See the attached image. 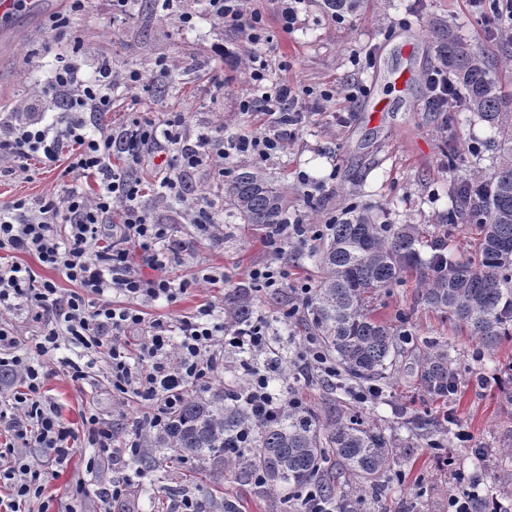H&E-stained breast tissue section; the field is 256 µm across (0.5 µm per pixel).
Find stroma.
I'll return each mask as SVG.
<instances>
[{
    "mask_svg": "<svg viewBox=\"0 0 512 512\" xmlns=\"http://www.w3.org/2000/svg\"><path fill=\"white\" fill-rule=\"evenodd\" d=\"M321 0H245L246 13L261 16L268 40L252 43L244 32L225 27L206 10L204 0H131L123 22L112 21V0H84L73 11L69 0H27L0 28V131L16 123V111L25 108L48 118L65 120L68 108L58 107L48 85L59 58L79 57L80 79L94 78L101 64L112 68V107L93 115L94 125L116 130L139 118L164 126L181 115V144L146 155L135 167L121 158L115 167L131 168L143 182L140 203L152 220L171 225L181 242L179 261L171 278L191 281L187 292L172 302L146 307L149 319L177 320L204 304L215 307L214 318L229 321L225 296L235 290L251 298L253 317L265 323L268 349L252 358L254 367L272 374V386L303 398L306 408L321 420L357 416L366 425L395 436L403 453L382 477V493L371 488L342 486L337 503L353 504L355 512H448L450 495L475 497L493 493L504 512H512V457L502 454L512 442V412L503 410L494 385L501 367L512 362V341L503 340L486 353L443 314L425 305L414 274L379 292L373 309L398 327L403 349L385 379L358 384L339 376L327 379L302 367L307 343L306 310L287 315L293 295L255 290L245 278L255 266L269 263L272 250L260 227L230 215L224 186L237 169L255 166L279 187L288 200V215L306 224H328L351 205L368 208L382 224H414L423 237L422 257H430L434 242L461 259L471 258L477 229L458 220L448 236L438 237L436 220L451 211V189L472 173H490L486 122L468 112H436L429 105L426 76L440 67L438 31L455 26L492 63L491 76L505 93H512V66L506 62V38L493 25L494 8L471 0H364L351 16L334 18ZM191 14L182 23L181 14ZM66 16L65 34L49 32V20ZM230 49L218 56L217 46ZM174 78H153L158 65ZM265 66V92L280 84L294 86L303 117L278 152L262 160L232 150L243 135L272 131L275 117L264 102L252 110L241 106L255 96L252 68ZM137 70L142 81L129 88L123 78ZM381 99L385 110L370 118L363 110L366 96ZM211 138L209 157L188 172L183 199L162 194L154 173L161 163L175 164L182 144ZM477 152H469L471 143ZM470 156L469 168L448 166V151ZM77 188L94 195L93 179H76L63 167L37 159H0V203L16 198L36 200ZM219 225L216 235L198 229L202 215ZM321 241L306 238L288 244L283 262L291 279L319 281L321 270L311 253ZM449 344L457 353V380L448 398L438 399L420 385V361L430 344ZM45 395L76 432L84 418L96 413L111 424L115 447H127L134 434L132 421L147 409L135 397L113 396L102 361H95L85 380L75 382L62 368H54L44 385ZM367 400H359L358 392ZM451 421L453 429L472 435L468 444L456 438L443 447L414 429L412 419ZM91 451L77 449L67 465L49 476L41 498L28 503L29 512L63 503L75 512H107L104 492L112 481L131 477L129 512H177L179 500L165 497L163 488L176 479L161 471H139L132 465L103 462L95 478H87ZM225 498L237 502L239 512H291L281 496H261L251 487L228 479Z\"/></svg>",
    "mask_w": 512,
    "mask_h": 512,
    "instance_id": "obj_1",
    "label": "stroma"
}]
</instances>
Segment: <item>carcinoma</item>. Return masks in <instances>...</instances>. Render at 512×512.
Returning a JSON list of instances; mask_svg holds the SVG:
<instances>
[{
  "mask_svg": "<svg viewBox=\"0 0 512 512\" xmlns=\"http://www.w3.org/2000/svg\"><path fill=\"white\" fill-rule=\"evenodd\" d=\"M359 0H323L341 16ZM439 53L448 70L452 111H467L498 134L497 164L490 177L462 181L452 188L456 211L479 230L477 258L471 262L437 254L424 262L414 224H379L366 208L351 206L332 224L323 247L321 284L307 311L310 336L350 379L363 383L386 377L399 352L397 329L370 312L376 293L414 271L422 280L424 303L452 320L491 353L503 338L512 339V98L490 77L484 55L461 36L440 37ZM229 205L247 224L276 233L288 223L280 190L259 171L238 173L226 189ZM244 292L232 298L239 322L249 316ZM456 359L446 345H431L420 363L419 381L438 398L448 397L456 379ZM205 398L184 396L154 435L142 437L137 459L143 470L168 468L192 458L222 478L253 484L272 495L292 486L318 482L330 498L339 480L371 481L397 459L391 440L371 427L337 419L323 423L309 410H290L256 429L249 457L235 456V435L248 413L229 400L224 385L209 386ZM334 461L336 472L326 469Z\"/></svg>",
  "mask_w": 512,
  "mask_h": 512,
  "instance_id": "carcinoma-1",
  "label": "carcinoma"
}]
</instances>
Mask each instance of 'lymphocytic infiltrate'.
<instances>
[{"label":"lymphocytic infiltrate","mask_w":512,"mask_h":512,"mask_svg":"<svg viewBox=\"0 0 512 512\" xmlns=\"http://www.w3.org/2000/svg\"><path fill=\"white\" fill-rule=\"evenodd\" d=\"M207 12L225 25L245 32L248 40H263L259 17H246L244 0H205ZM75 60L57 68L51 82L54 97H66L71 107L85 112L108 111L112 69L102 64L95 80L78 76ZM82 118L67 121L51 131L30 120L14 126L0 139V158L16 161L42 152L45 164H56L64 142L77 144L67 171L74 178L95 177L99 190L88 197L77 190L48 194L35 201L17 199L0 206V252H25L43 266L60 271L76 284L64 294L50 279H37L31 268L0 263V374L13 377L17 386L8 396L7 410H0V427L10 445L0 451V512H25L31 500L44 491L42 473L25 460L26 448L48 449L55 466L67 463L79 439H86L93 454L86 467L94 469L102 458L117 459L114 433L97 415L85 419V434L77 436L55 406L43 398L47 376L44 357L59 350L62 342L82 348L84 354H103L113 391L134 394L150 403L141 419L147 430L160 429L166 414L181 402L187 388L211 383L224 365L226 352L264 353L266 334L262 322L232 327L211 322L214 310L202 306L189 317L169 323L147 321L141 307L159 300L176 299L179 289L167 275L178 261V246L167 225L154 222L139 203L140 190L129 173L114 170L113 154L139 163L144 149L158 136L175 141L176 130L157 134L150 122L135 121L119 133L90 136ZM123 209L122 223L103 234L113 205ZM67 225L58 236L57 225ZM153 277L141 274V267ZM121 303H114V296ZM27 309L40 324L31 347H23L6 313ZM235 397L247 408L251 422L236 434L240 447H250L257 425L301 407L299 398L274 393L268 376L254 369Z\"/></svg>","instance_id":"lymphocytic-infiltrate-1"}]
</instances>
